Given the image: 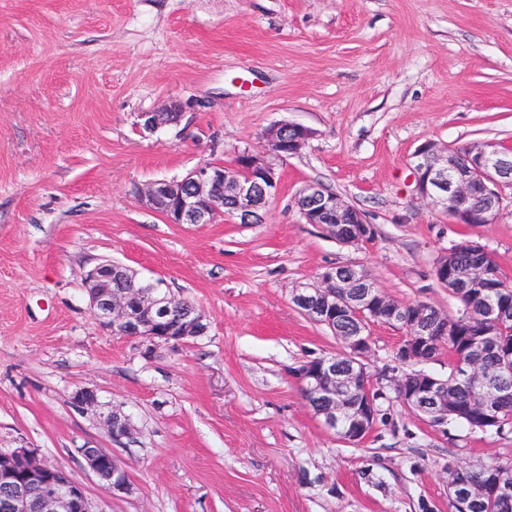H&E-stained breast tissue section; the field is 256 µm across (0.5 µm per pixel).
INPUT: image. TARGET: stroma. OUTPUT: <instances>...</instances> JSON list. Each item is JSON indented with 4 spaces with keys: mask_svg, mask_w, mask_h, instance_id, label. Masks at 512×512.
I'll use <instances>...</instances> for the list:
<instances>
[{
    "mask_svg": "<svg viewBox=\"0 0 512 512\" xmlns=\"http://www.w3.org/2000/svg\"><path fill=\"white\" fill-rule=\"evenodd\" d=\"M172 100L180 122L145 129ZM281 123L314 136L277 161L264 223L171 224L140 201L263 150ZM427 138L512 147V0H0V451L40 448L94 512H450L448 467L512 463V429L434 425L390 399L352 444L293 376L339 348L292 302L330 266L448 310L433 263L471 240L512 279V207L453 224L416 198ZM308 182L365 213L373 239L302 223ZM107 260L195 303L206 333L152 346L103 330L84 281ZM403 338L372 326L373 373H392ZM82 388L97 407H75ZM85 445L125 463L131 494L99 484Z\"/></svg>",
    "mask_w": 512,
    "mask_h": 512,
    "instance_id": "1",
    "label": "stroma"
}]
</instances>
